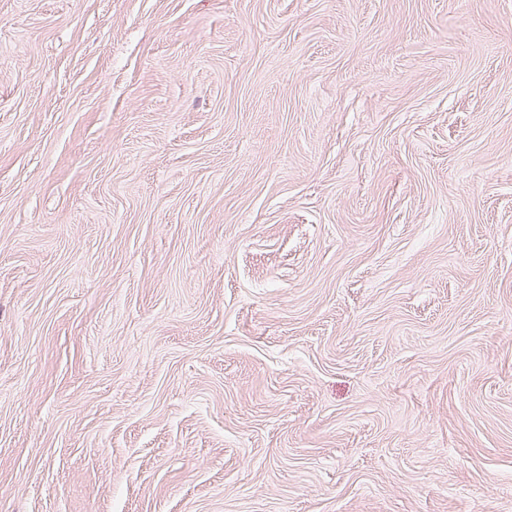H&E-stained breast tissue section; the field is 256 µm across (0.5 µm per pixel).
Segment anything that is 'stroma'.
I'll use <instances>...</instances> for the list:
<instances>
[{"instance_id": "obj_1", "label": "stroma", "mask_w": 512, "mask_h": 512, "mask_svg": "<svg viewBox=\"0 0 512 512\" xmlns=\"http://www.w3.org/2000/svg\"><path fill=\"white\" fill-rule=\"evenodd\" d=\"M0 512H512V0H0Z\"/></svg>"}]
</instances>
